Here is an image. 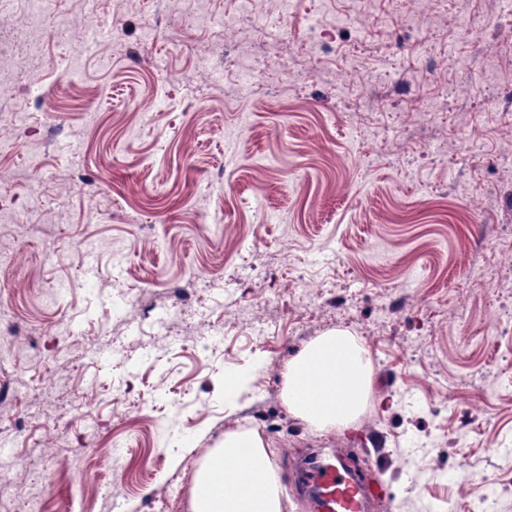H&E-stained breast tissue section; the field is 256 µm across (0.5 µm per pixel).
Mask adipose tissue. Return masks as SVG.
Wrapping results in <instances>:
<instances>
[{
	"mask_svg": "<svg viewBox=\"0 0 512 512\" xmlns=\"http://www.w3.org/2000/svg\"><path fill=\"white\" fill-rule=\"evenodd\" d=\"M289 413L318 431L351 425L372 392L365 344L344 329L314 337L282 373ZM230 481L231 495L218 492ZM191 512H283L274 469L257 430H228L208 455L191 490Z\"/></svg>",
	"mask_w": 512,
	"mask_h": 512,
	"instance_id": "obj_1",
	"label": "adipose tissue"
}]
</instances>
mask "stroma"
<instances>
[{
	"label": "stroma",
	"instance_id": "obj_1",
	"mask_svg": "<svg viewBox=\"0 0 512 512\" xmlns=\"http://www.w3.org/2000/svg\"><path fill=\"white\" fill-rule=\"evenodd\" d=\"M201 7L48 0L28 43L0 0V448L21 462L0 512H190L235 428L263 436L284 512H313L287 492L310 448L353 452L378 512H467L488 483L512 512V272L480 275L512 243V112L487 109L481 56L512 22L496 0H433L429 28L402 21L415 0H288L284 24L268 0ZM345 69L397 84L375 123ZM336 328L373 390L321 434L281 372Z\"/></svg>",
	"mask_w": 512,
	"mask_h": 512
}]
</instances>
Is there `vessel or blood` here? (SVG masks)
<instances>
[{
	"label": "vessel or blood",
	"mask_w": 512,
	"mask_h": 512,
	"mask_svg": "<svg viewBox=\"0 0 512 512\" xmlns=\"http://www.w3.org/2000/svg\"><path fill=\"white\" fill-rule=\"evenodd\" d=\"M294 493L311 495L317 512H365L376 492L360 467L343 462H319L304 467L293 484Z\"/></svg>",
	"instance_id": "obj_1"
}]
</instances>
